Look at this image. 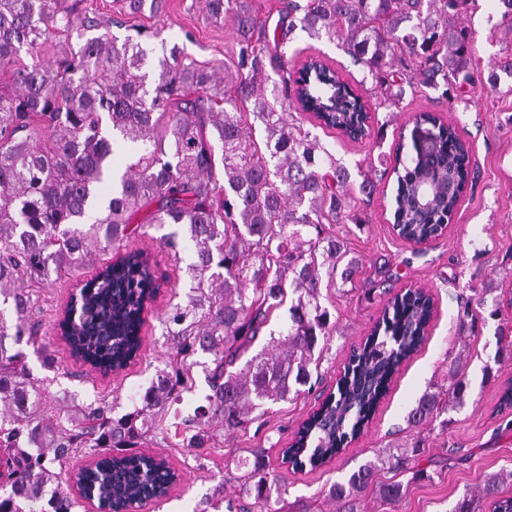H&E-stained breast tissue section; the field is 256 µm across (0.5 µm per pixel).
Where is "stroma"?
Wrapping results in <instances>:
<instances>
[{
	"instance_id": "obj_1",
	"label": "stroma",
	"mask_w": 512,
	"mask_h": 512,
	"mask_svg": "<svg viewBox=\"0 0 512 512\" xmlns=\"http://www.w3.org/2000/svg\"><path fill=\"white\" fill-rule=\"evenodd\" d=\"M128 2L77 0L76 15L97 17L118 37L137 29L154 32L148 44L153 56H185L207 70L234 75L241 69L238 12L249 10L272 27L286 0H231L228 12L218 20L209 16L203 0H144L136 11L129 9ZM461 23L475 36V72L488 73L491 59L507 40L500 6L496 0H478ZM310 56L321 57L358 86L368 101L372 126L370 137L353 141L337 130L320 127L307 113L295 115L349 168L348 192L363 218L359 224L346 219L333 227L347 259L357 266L351 282L322 291L321 301L333 313L336 327L312 376V387L271 404L265 415L234 434L215 429L208 447L190 453L169 429L175 417L188 415L208 392L203 367L194 366L192 392L158 416L155 430L138 447L139 452L165 457L180 473L181 482L166 499L137 512H205L210 499L218 495L259 512L241 491L243 463L259 449L267 472L281 488L276 512H338V504L327 498L333 483L375 459L383 449L414 441L420 444L416 466L427 472V479L409 482L405 497L395 505L363 499L362 512H450L464 493L482 486L485 475L512 471V427L505 425L498 412L500 395L512 383V362L502 363L496 357L499 344L512 342V85L467 86L445 95L415 80L405 84L398 107L389 109L381 106V91L371 77L336 43L295 30L285 49L289 66H300ZM422 112L434 113L457 127L471 146L474 176L447 233L413 245L390 227L394 196L390 162L396 142L414 151L421 138L415 118ZM366 179L374 185L369 196L360 189ZM160 236V230L152 229L128 241L130 247L149 249L164 275L158 298L146 315L136 363L119 374L101 377L71 358L54 329L74 279L92 277L100 263L109 261L105 253L76 274L64 273L49 284L32 285L34 311L41 322L37 344L55 358L53 368H46L35 344L17 343L35 379L49 380L54 391L75 392L83 405L108 401L116 417L140 402L172 352L163 315L172 305L185 302L190 291L186 273L192 261L190 249L171 251L160 244ZM409 288L425 289L435 306L421 349L395 375L358 439L321 468H293L285 462L283 448L335 391L351 350L365 341L388 301ZM467 306L476 315V324L462 320ZM461 354L467 358L471 379L465 406L450 410L446 421H435L430 429L412 430L407 423L410 409L425 391L448 385L452 363Z\"/></svg>"
}]
</instances>
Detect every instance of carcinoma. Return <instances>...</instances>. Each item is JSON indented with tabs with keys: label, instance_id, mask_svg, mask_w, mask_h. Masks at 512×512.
Instances as JSON below:
<instances>
[{
	"label": "carcinoma",
	"instance_id": "carcinoma-1",
	"mask_svg": "<svg viewBox=\"0 0 512 512\" xmlns=\"http://www.w3.org/2000/svg\"><path fill=\"white\" fill-rule=\"evenodd\" d=\"M475 0H289L268 40L266 21L247 14L239 27L248 72L229 79L163 57L154 70L143 31L120 40L107 33L85 37L97 26L87 18L73 23L69 0H0V301L12 303L14 333L0 326V457L7 480L0 484V512H73L76 501L67 467L88 454L96 466L82 475L100 503V512L126 509L166 495L167 474L135 453L152 428L153 411L179 399L190 377L184 365L199 353L210 393L205 403L176 427L182 446L205 447L212 428L246 427L267 403L288 399L311 379L315 352L336 322L321 303L323 283L348 282L353 263H343V244L325 225L352 211L349 174L320 139L277 106L279 91L290 99L291 75L267 90L266 53L280 50L296 29L339 40L354 63L383 88V104H399L403 80L393 61L415 63L421 85L445 91L476 81L472 36L457 24ZM54 30L75 42L62 44L52 59L19 61L22 50L39 53ZM258 38H253V33ZM512 78V53L491 63L490 82ZM338 74L311 71L294 89L303 112H316ZM349 111L317 116L328 128L360 120L363 103L349 93ZM259 121L263 139L253 137ZM440 153L433 159L407 158L395 149L394 218L415 239H432L453 213L471 169L468 147L456 129L439 124ZM133 145L138 153L114 177L112 153ZM115 179L112 193L102 186ZM456 182L448 194L447 179ZM141 224L177 226L194 261L186 304L164 314L172 337L170 370H161L142 403L119 417L112 407L78 405L75 395L59 396L32 377L23 355L7 342L22 336L35 343L41 323L33 319L29 293L19 283H47L71 272L107 247L123 251L107 263L101 283L83 287L78 305L64 310L58 329L70 352L100 372L121 369L137 357L144 312L153 302L157 263L127 241ZM291 301L288 326L269 336L263 350L242 360L263 335L273 312ZM431 300L420 293L397 296L384 309L364 346L350 355L334 402L306 420L288 448L293 461L307 457L313 467L338 455L369 424L392 377L424 342ZM470 382L456 364L446 389L427 391L407 415L424 426L461 408ZM418 445L394 446L334 483L329 497L340 512H358L373 496L396 504L405 494L400 481L377 483L380 469L411 470ZM243 483L254 505L271 510L273 484L259 452ZM512 473H491L478 493H467L451 512H512V498L500 488ZM57 481L50 497L45 487Z\"/></svg>",
	"mask_w": 512,
	"mask_h": 512
}]
</instances>
